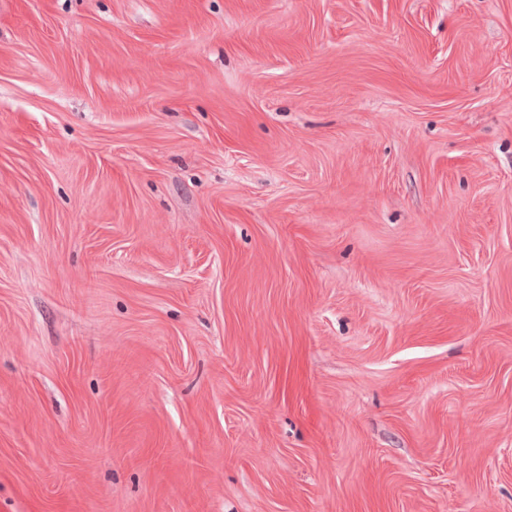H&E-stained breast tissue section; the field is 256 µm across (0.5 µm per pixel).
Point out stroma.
Returning <instances> with one entry per match:
<instances>
[{"label": "stroma", "instance_id": "1", "mask_svg": "<svg viewBox=\"0 0 512 512\" xmlns=\"http://www.w3.org/2000/svg\"><path fill=\"white\" fill-rule=\"evenodd\" d=\"M0 512H512V0H0Z\"/></svg>", "mask_w": 512, "mask_h": 512}]
</instances>
